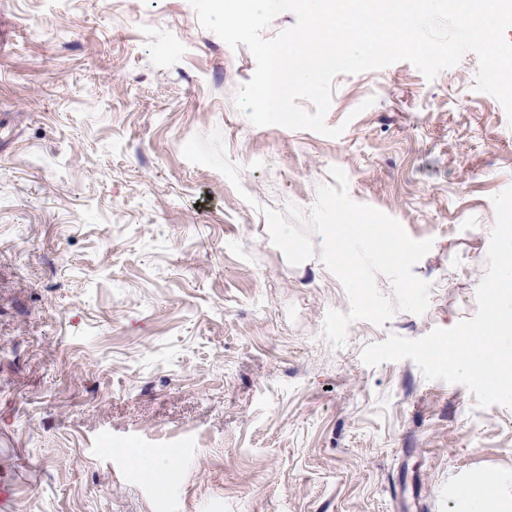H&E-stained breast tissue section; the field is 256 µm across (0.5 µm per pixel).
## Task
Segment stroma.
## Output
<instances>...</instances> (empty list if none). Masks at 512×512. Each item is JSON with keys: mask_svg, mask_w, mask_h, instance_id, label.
I'll return each instance as SVG.
<instances>
[{"mask_svg": "<svg viewBox=\"0 0 512 512\" xmlns=\"http://www.w3.org/2000/svg\"><path fill=\"white\" fill-rule=\"evenodd\" d=\"M466 53L333 80L338 137L257 127L190 0H0V480L9 512H512V408L365 348L472 318L512 120ZM220 130L242 190L187 161ZM348 194L432 240L425 313L350 325L261 207ZM127 458L115 467L113 456ZM168 462L155 482L152 462ZM491 489L476 499L473 485Z\"/></svg>", "mask_w": 512, "mask_h": 512, "instance_id": "1", "label": "stroma"}]
</instances>
